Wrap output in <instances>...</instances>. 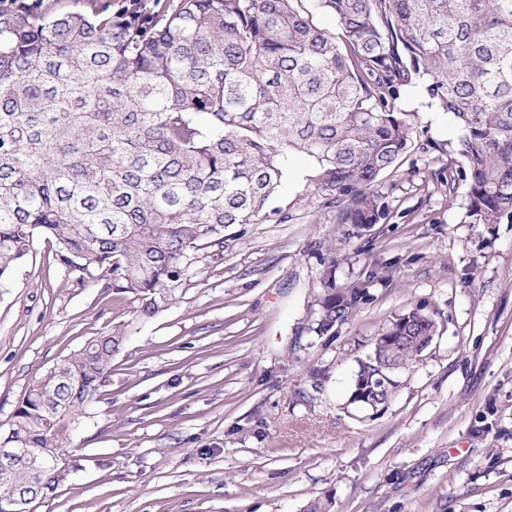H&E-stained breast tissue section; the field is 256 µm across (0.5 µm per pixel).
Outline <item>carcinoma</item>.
I'll list each match as a JSON object with an SVG mask.
<instances>
[{"mask_svg": "<svg viewBox=\"0 0 512 512\" xmlns=\"http://www.w3.org/2000/svg\"><path fill=\"white\" fill-rule=\"evenodd\" d=\"M411 91L459 127L465 218L512 219V0H0V279L52 238L151 318L195 252L267 216L295 154L337 222L366 231L388 218L377 185L411 144ZM368 297L327 277L315 333ZM435 328L421 309L394 318L351 392L390 401ZM123 339L93 336L35 379L0 436L41 457L39 496L68 479L56 439ZM30 481L16 468L0 505Z\"/></svg>", "mask_w": 512, "mask_h": 512, "instance_id": "1", "label": "carcinoma"}]
</instances>
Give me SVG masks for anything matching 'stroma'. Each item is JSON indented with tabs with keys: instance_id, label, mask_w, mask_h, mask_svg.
<instances>
[{
	"instance_id": "1",
	"label": "stroma",
	"mask_w": 512,
	"mask_h": 512,
	"mask_svg": "<svg viewBox=\"0 0 512 512\" xmlns=\"http://www.w3.org/2000/svg\"><path fill=\"white\" fill-rule=\"evenodd\" d=\"M411 145L378 190L390 219L338 223L309 160L271 203L199 251L174 296L138 319L132 294L36 239L0 281V433L35 377L109 330L105 386L58 447L73 471L36 512H512V223L465 220L459 130L407 98ZM377 277L327 335L323 279ZM423 308L431 346L377 415L349 405L360 359L396 315Z\"/></svg>"
}]
</instances>
